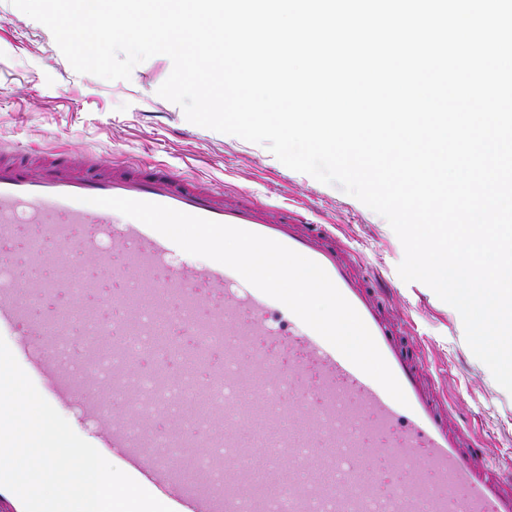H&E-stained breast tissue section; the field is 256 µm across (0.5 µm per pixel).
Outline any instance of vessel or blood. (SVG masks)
Segmentation results:
<instances>
[{"mask_svg": "<svg viewBox=\"0 0 512 512\" xmlns=\"http://www.w3.org/2000/svg\"><path fill=\"white\" fill-rule=\"evenodd\" d=\"M95 197L148 201L273 239L319 264L358 312L407 398L398 403L371 377L306 326L286 306L222 265L176 266L178 246L140 221L100 206ZM43 227L28 253L62 259L81 251L94 273H68L38 282L34 295L62 288L74 295L99 288V269L119 263L109 303L122 312L112 325L114 369H137L141 337L183 371L211 376L205 396L209 426H223L224 482L199 496L162 451L150 427L113 421L112 443L131 457V476L164 487L172 512H512V472L485 463V449L468 426L451 422L448 401L420 351L401 340L388 301L358 271L359 259L335 233L296 211L229 197L220 188L165 165L105 167L76 164L53 152L34 169L20 151L0 149V242L18 225ZM206 320H197L200 306ZM44 321L48 335L78 333L96 350L101 315L76 306ZM249 360H242V352ZM256 451L260 472L243 477V447ZM362 457L385 458L411 473L406 487L381 496L378 473Z\"/></svg>", "mask_w": 512, "mask_h": 512, "instance_id": "obj_1", "label": "vessel or blood"}]
</instances>
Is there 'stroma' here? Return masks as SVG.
I'll list each match as a JSON object with an SVG mask.
<instances>
[{
    "label": "stroma",
    "mask_w": 512,
    "mask_h": 512,
    "mask_svg": "<svg viewBox=\"0 0 512 512\" xmlns=\"http://www.w3.org/2000/svg\"><path fill=\"white\" fill-rule=\"evenodd\" d=\"M171 70L170 58L156 55L127 80L77 73L46 26L11 0H0V145L92 153L105 164H163L217 188L307 207L314 221L335 225L337 235L358 249L363 271L378 275L406 340L439 373L451 421L471 422L489 462L512 468V394L472 353L459 313L426 284L401 279L397 267L404 249L387 220L339 187L288 168L265 145L187 121L179 105L157 93ZM17 301V315L0 337L32 373L35 364L52 360L53 351L47 336L31 329L41 311L26 295ZM33 382L80 437L126 469L124 451L106 446L110 430L85 398L57 397L39 376Z\"/></svg>",
    "instance_id": "1"
}]
</instances>
